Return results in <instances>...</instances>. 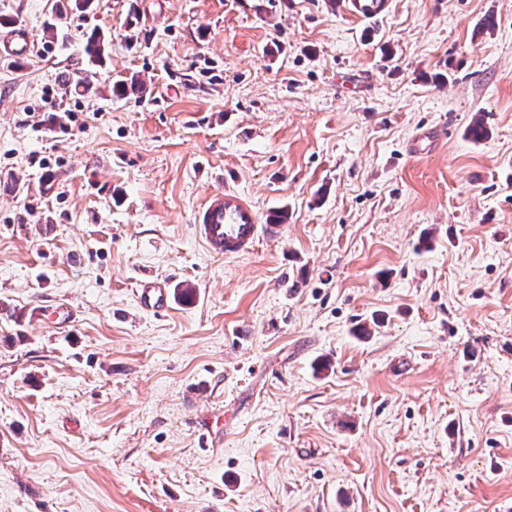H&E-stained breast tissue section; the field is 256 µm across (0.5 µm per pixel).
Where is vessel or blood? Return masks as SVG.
Instances as JSON below:
<instances>
[{"label": "vessel or blood", "instance_id": "1", "mask_svg": "<svg viewBox=\"0 0 512 512\" xmlns=\"http://www.w3.org/2000/svg\"><path fill=\"white\" fill-rule=\"evenodd\" d=\"M349 11L357 18L372 21L385 9V0H349ZM193 229L206 250L215 256L236 257L249 253L263 237H277L280 225L260 223L255 206L233 189L210 195L196 212ZM138 305L149 311L167 307L164 286L142 281L136 295Z\"/></svg>", "mask_w": 512, "mask_h": 512}]
</instances>
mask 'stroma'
I'll return each instance as SVG.
<instances>
[{
    "mask_svg": "<svg viewBox=\"0 0 512 512\" xmlns=\"http://www.w3.org/2000/svg\"><path fill=\"white\" fill-rule=\"evenodd\" d=\"M10 29L0 512H512V0H0ZM228 186L282 235L209 254ZM386 0H349L348 9L357 18L372 21L385 9ZM136 301L145 310H165L168 303L165 287L153 281H142L137 290Z\"/></svg>",
    "mask_w": 512,
    "mask_h": 512,
    "instance_id": "35a3bbf8",
    "label": "stroma"
}]
</instances>
